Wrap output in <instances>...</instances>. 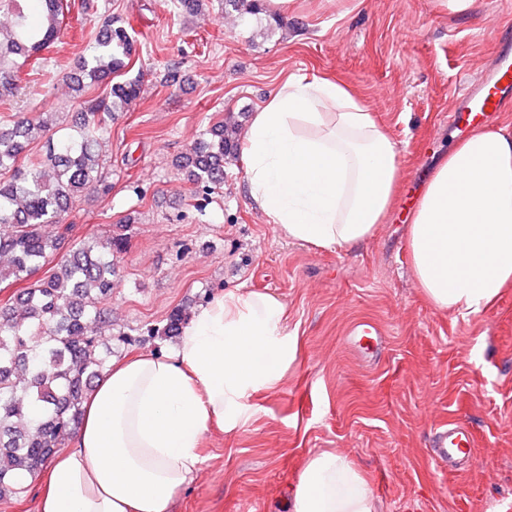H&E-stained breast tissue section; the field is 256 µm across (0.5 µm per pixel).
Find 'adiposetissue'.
Returning a JSON list of instances; mask_svg holds the SVG:
<instances>
[{
	"mask_svg": "<svg viewBox=\"0 0 512 512\" xmlns=\"http://www.w3.org/2000/svg\"><path fill=\"white\" fill-rule=\"evenodd\" d=\"M253 200L288 239L349 246L374 232L402 173L394 145L340 81L292 76L242 140ZM412 268L440 309L477 313L512 284V123L472 132L434 170L412 212ZM274 294L235 289L197 308L168 352L110 364L87 394L74 445L47 464L38 512H170L203 462L211 426L232 432L275 390L297 343ZM292 512H376L344 456L308 458Z\"/></svg>",
	"mask_w": 512,
	"mask_h": 512,
	"instance_id": "ef3b65f1",
	"label": "adipose tissue"
}]
</instances>
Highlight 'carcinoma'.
Instances as JSON below:
<instances>
[{
  "mask_svg": "<svg viewBox=\"0 0 512 512\" xmlns=\"http://www.w3.org/2000/svg\"><path fill=\"white\" fill-rule=\"evenodd\" d=\"M12 13L9 31L0 29V105L8 111L16 77L38 53L59 37L70 10L68 0H41L44 15L35 23L26 0H5ZM226 9L259 15L264 0H219ZM106 33L88 41L77 73L66 87L82 92L105 86L84 102L76 131H64L56 112L26 120L0 116V283L32 276L41 263L70 245L66 258L50 275L22 289L0 307V499L21 493L22 479L40 471L60 441L79 423L82 403L112 357V344L128 334H90L93 323L112 325L105 304L119 275L117 257L131 238L134 219L122 217L105 237L72 238L74 226L64 216L86 194L107 195L103 147L108 121L138 98L143 74L132 73L135 40L127 22L108 20ZM237 120L201 130L175 160L191 185L197 204L224 185L227 158L239 157ZM189 312L172 311L162 326L146 325L150 339L181 335Z\"/></svg>",
  "mask_w": 512,
  "mask_h": 512,
  "instance_id": "carcinoma-1",
  "label": "carcinoma"
}]
</instances>
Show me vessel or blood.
<instances>
[{"label": "vessel or blood", "mask_w": 512, "mask_h": 512, "mask_svg": "<svg viewBox=\"0 0 512 512\" xmlns=\"http://www.w3.org/2000/svg\"><path fill=\"white\" fill-rule=\"evenodd\" d=\"M512 96V49L502 50L496 71L479 83L458 93L449 115L452 124L470 128L490 121ZM469 429L466 423L451 421L437 427L428 450L439 466L455 467L469 455Z\"/></svg>", "instance_id": "vessel-or-blood-1"}]
</instances>
